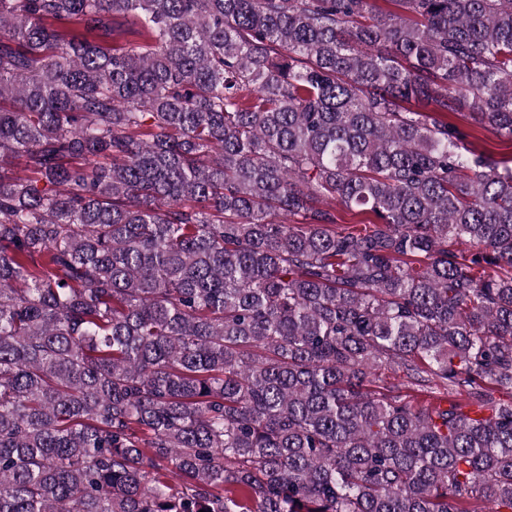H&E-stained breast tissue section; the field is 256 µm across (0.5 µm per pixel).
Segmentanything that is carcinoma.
Returning a JSON list of instances; mask_svg holds the SVG:
<instances>
[{
    "mask_svg": "<svg viewBox=\"0 0 512 512\" xmlns=\"http://www.w3.org/2000/svg\"><path fill=\"white\" fill-rule=\"evenodd\" d=\"M374 2L0 0V512H512V0ZM449 120L470 132L468 146L483 152L489 159L497 163L499 170L512 169V140L496 136L490 131L481 128L467 112H456L449 116Z\"/></svg>",
    "mask_w": 512,
    "mask_h": 512,
    "instance_id": "1",
    "label": "carcinoma"
}]
</instances>
